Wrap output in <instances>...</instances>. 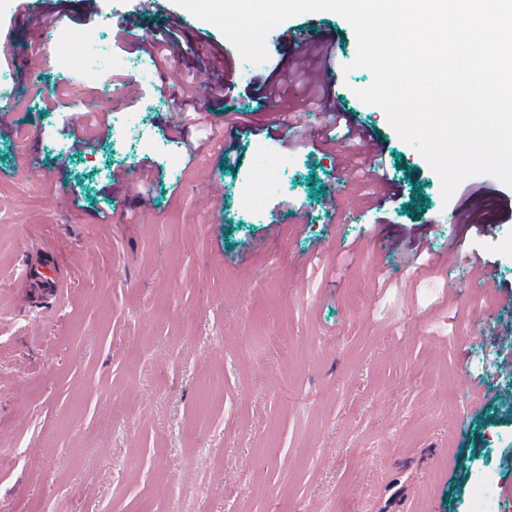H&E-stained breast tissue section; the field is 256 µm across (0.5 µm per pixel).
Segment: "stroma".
Wrapping results in <instances>:
<instances>
[{
    "label": "stroma",
    "mask_w": 512,
    "mask_h": 512,
    "mask_svg": "<svg viewBox=\"0 0 512 512\" xmlns=\"http://www.w3.org/2000/svg\"><path fill=\"white\" fill-rule=\"evenodd\" d=\"M51 25L0 0L16 98L0 114V512H469L492 473L512 512V377L494 350L512 305L486 302L480 256L512 288V187L464 180L450 200L422 154L351 69L341 16L303 14L337 42L335 105L384 145L405 189L375 205L371 174L327 151L339 128L297 115L302 139L267 134L238 49L212 23L182 28L165 78L121 99L114 74L149 66L133 39L168 15L140 0H49ZM137 13L134 35L124 15ZM81 42L99 85L55 59ZM233 92L208 91L187 138L170 80L218 65ZM248 111L246 125L227 113ZM286 162L276 187L258 149ZM134 188H127V181ZM262 195L246 210L245 192ZM469 217L451 223L452 214ZM428 240L414 270L399 240ZM46 259L57 296L16 286ZM489 382L491 398L471 402Z\"/></svg>",
    "instance_id": "obj_1"
}]
</instances>
